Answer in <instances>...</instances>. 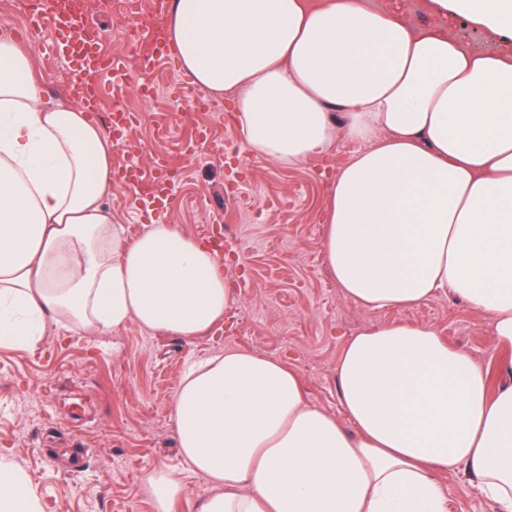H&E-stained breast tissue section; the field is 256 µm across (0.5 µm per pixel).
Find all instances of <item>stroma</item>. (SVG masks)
Returning <instances> with one entry per match:
<instances>
[{
    "instance_id": "1",
    "label": "stroma",
    "mask_w": 512,
    "mask_h": 512,
    "mask_svg": "<svg viewBox=\"0 0 512 512\" xmlns=\"http://www.w3.org/2000/svg\"><path fill=\"white\" fill-rule=\"evenodd\" d=\"M150 4L125 0L116 12L91 11L106 56L128 74L121 87L112 73L101 75V109L108 114L121 105L131 115L128 138L143 146L135 164L113 151L103 205L129 236L139 234L150 214L136 197L148 193L154 159L163 157L178 191L166 223L202 240L229 237L233 251L221 263L233 295L223 321L194 339L134 322L104 336L50 322L35 345L0 347V460L27 477L39 512H153L146 482L161 470L180 477L179 512H195L210 484L183 461L172 402L186 364L224 349L297 368L309 399L342 422L336 367L347 341L365 328L393 321L433 327L490 370L500 355L487 318L461 301L441 295L413 308L370 310L343 295L323 257L325 200L355 144L338 141L326 158L293 168L254 158L235 126L233 101L177 84L171 60L157 66L146 80L154 89L143 94L142 50L120 32ZM380 8L476 51L512 41L462 16L436 14L429 0H380ZM32 57L47 98L72 102L73 74L64 60L39 48ZM203 132L220 149L198 158L187 146ZM439 480L447 512H495L476 478L448 472Z\"/></svg>"
}]
</instances>
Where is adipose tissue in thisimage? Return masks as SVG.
<instances>
[{
  "mask_svg": "<svg viewBox=\"0 0 512 512\" xmlns=\"http://www.w3.org/2000/svg\"><path fill=\"white\" fill-rule=\"evenodd\" d=\"M512 30V0H432ZM164 32L189 83L231 96L250 153L285 166L359 148L326 200L324 259L344 296L399 310L449 295L484 315L495 374L431 327L351 337L343 425L298 371L251 350L192 366L172 408L198 512H446L436 476L464 471L512 512V57L417 32L365 0H169ZM112 145L74 104H46L30 52L0 39V346L47 320L106 335L135 322L193 339L232 288L174 224L129 236L102 205ZM0 512H37L0 461Z\"/></svg>",
  "mask_w": 512,
  "mask_h": 512,
  "instance_id": "1",
  "label": "adipose tissue"
}]
</instances>
